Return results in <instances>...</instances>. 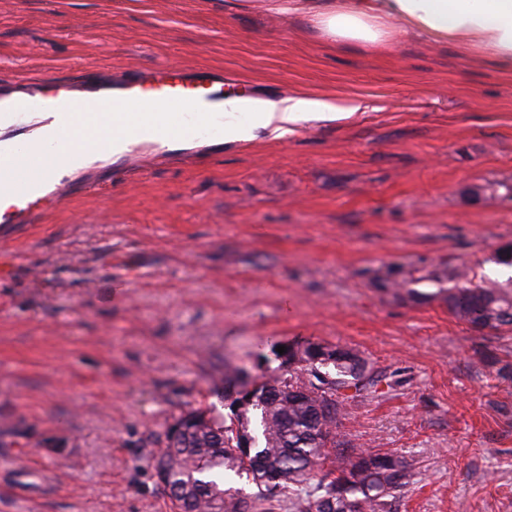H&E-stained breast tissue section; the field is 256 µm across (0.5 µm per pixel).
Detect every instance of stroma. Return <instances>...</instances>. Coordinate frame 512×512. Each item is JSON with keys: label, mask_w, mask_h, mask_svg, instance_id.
I'll return each mask as SVG.
<instances>
[{"label": "stroma", "mask_w": 512, "mask_h": 512, "mask_svg": "<svg viewBox=\"0 0 512 512\" xmlns=\"http://www.w3.org/2000/svg\"><path fill=\"white\" fill-rule=\"evenodd\" d=\"M0 0V79L158 65L263 97L356 105L284 138L112 165L108 188L0 236V512H173L151 454L278 347L341 345L384 376L343 455H400L393 512H512V331L437 296L512 250V68L401 33L335 44L268 0Z\"/></svg>", "instance_id": "stroma-1"}]
</instances>
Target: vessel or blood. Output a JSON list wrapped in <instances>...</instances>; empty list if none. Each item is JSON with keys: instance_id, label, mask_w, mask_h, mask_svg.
I'll return each mask as SVG.
<instances>
[{"instance_id": "1", "label": "vessel or blood", "mask_w": 512, "mask_h": 512, "mask_svg": "<svg viewBox=\"0 0 512 512\" xmlns=\"http://www.w3.org/2000/svg\"><path fill=\"white\" fill-rule=\"evenodd\" d=\"M26 97L13 95L0 83V192L12 199L0 214V227L34 223L40 203L70 200L77 187L102 186L108 143L92 140L69 147L60 132L72 111H97L111 105L116 112H138L142 121L128 132L142 139L153 135L152 113L165 110L174 128L200 140L224 128V98L233 84L223 74L204 67L161 65L141 71L136 79L89 77L46 87L27 81Z\"/></svg>"}]
</instances>
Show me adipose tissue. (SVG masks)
I'll return each mask as SVG.
<instances>
[{
  "instance_id": "1",
  "label": "adipose tissue",
  "mask_w": 512,
  "mask_h": 512,
  "mask_svg": "<svg viewBox=\"0 0 512 512\" xmlns=\"http://www.w3.org/2000/svg\"><path fill=\"white\" fill-rule=\"evenodd\" d=\"M270 10L299 18L322 37L365 46L385 42L394 26L428 41L451 42L479 49L486 56L512 63V0H270ZM342 107L308 95L224 100V140L228 143L288 135L301 123L331 120ZM123 118L109 106L96 118L72 115L64 129L74 145L96 138L114 140L123 150Z\"/></svg>"
}]
</instances>
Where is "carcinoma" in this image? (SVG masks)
Returning a JSON list of instances; mask_svg holds the SVG:
<instances>
[{
    "label": "carcinoma",
    "instance_id": "obj_1",
    "mask_svg": "<svg viewBox=\"0 0 512 512\" xmlns=\"http://www.w3.org/2000/svg\"><path fill=\"white\" fill-rule=\"evenodd\" d=\"M440 289L448 309L475 327H512V277L477 283L454 267ZM285 372L234 400L226 421L209 408L175 418L182 431L165 432L154 469H169L175 512H267L288 499L291 512H389L388 498L409 484L402 457L359 451L336 464V419L345 391L376 392L381 377L369 362L340 345L307 344L286 351ZM257 487L253 500L225 487L231 477Z\"/></svg>",
    "mask_w": 512,
    "mask_h": 512
}]
</instances>
